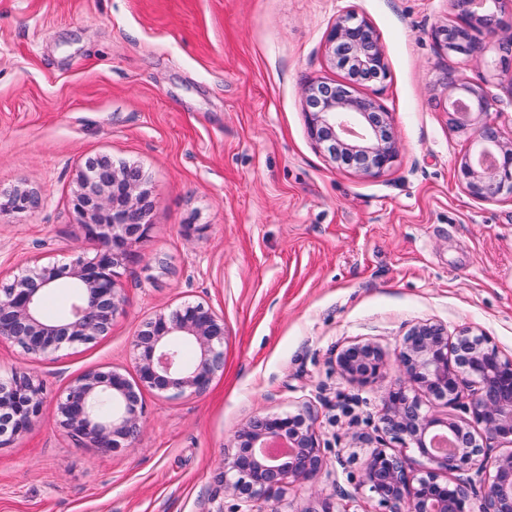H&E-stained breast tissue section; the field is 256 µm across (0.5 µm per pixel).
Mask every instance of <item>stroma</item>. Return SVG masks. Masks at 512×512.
Here are the masks:
<instances>
[{"label": "stroma", "mask_w": 512, "mask_h": 512, "mask_svg": "<svg viewBox=\"0 0 512 512\" xmlns=\"http://www.w3.org/2000/svg\"><path fill=\"white\" fill-rule=\"evenodd\" d=\"M355 10L389 75L377 95L399 141L377 176L337 169L307 129L304 87L342 80L326 35ZM449 0H0V193L36 208L0 216V280L94 257L77 236L78 172L133 165L153 206L118 270L121 308L96 342L32 361L0 343V378L44 389L34 428L0 447V512H231L218 477L234 431L258 413L310 410L328 467L279 494L282 512H379L360 487L379 398L402 376L415 325L491 336L512 356V197L479 200L458 177L471 135L448 123L447 76L492 74L490 115L512 137V72L441 51ZM224 320V366L198 393L146 388L131 447L80 443L56 400L77 377L136 379L132 340L184 303ZM377 343L358 386L337 350ZM357 490L346 501L342 490Z\"/></svg>", "instance_id": "35a3bbf8"}]
</instances>
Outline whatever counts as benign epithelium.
Returning <instances> with one entry per match:
<instances>
[{"label":"benign epithelium","mask_w":512,"mask_h":512,"mask_svg":"<svg viewBox=\"0 0 512 512\" xmlns=\"http://www.w3.org/2000/svg\"><path fill=\"white\" fill-rule=\"evenodd\" d=\"M455 19L432 33L437 47L462 57L478 58L487 46L474 32L494 35L503 25L504 0H451ZM331 63L345 72L341 82H314L305 88L308 132L327 146L339 168L377 176L391 167L398 153L390 113L378 98L359 94L357 86L383 82L388 75L374 26L353 11L336 19L326 38ZM368 76L363 80L362 76ZM483 76L477 82L451 80L452 124L472 131L474 156L461 159L458 174L468 193L481 200L512 195V139L488 119L492 97ZM141 174L130 166L116 169L99 163L82 170L72 198L80 215L77 235L102 248L91 260L79 256L66 264H36L0 286V342L18 345L29 359L94 342L106 335L120 306L116 268L127 258L129 241L148 228V193ZM27 191L0 199V215L37 207ZM74 287L77 299L54 319L42 315L39 302L51 288ZM189 344L197 357L181 354ZM137 383L122 373L91 371L77 378L57 399L60 423L72 436L98 448L116 451L135 440L145 409L141 389L183 394L204 390L223 367L224 320L204 305L185 304L159 313L135 336ZM383 351L373 343L343 349L336 367L351 382L365 386L379 375ZM405 382L387 389L380 399L377 440L389 436L416 448L429 463L424 475H411L405 462L375 450L363 469L361 485L395 512H512V357L502 354L491 337L466 329L454 338L440 324L422 323L404 336L397 352ZM112 398V416L101 419L96 404ZM436 399L461 414L442 416L423 410V399ZM43 405V387L28 373L0 381V435L29 432ZM444 433L452 450L436 452L434 437ZM274 441L288 443L282 458L263 457L258 449ZM503 448L486 476L485 459ZM235 452L224 463L219 482L235 499L264 512L257 504L302 483L325 465L310 411L257 414L232 439ZM458 473L456 483L442 479Z\"/></svg>","instance_id":"1"}]
</instances>
